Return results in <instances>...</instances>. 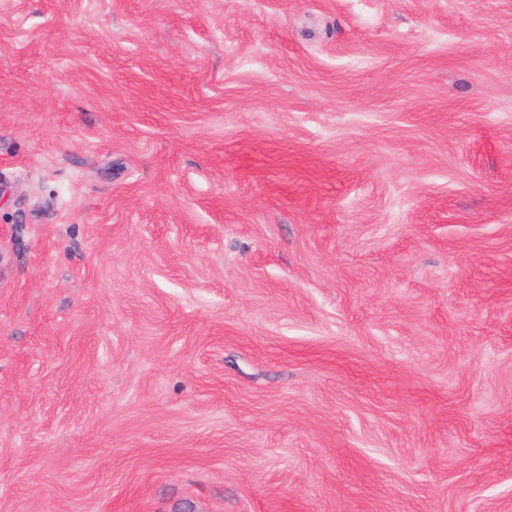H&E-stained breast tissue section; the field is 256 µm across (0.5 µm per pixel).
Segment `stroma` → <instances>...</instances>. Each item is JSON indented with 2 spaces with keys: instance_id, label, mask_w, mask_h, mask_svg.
Here are the masks:
<instances>
[{
  "instance_id": "obj_1",
  "label": "stroma",
  "mask_w": 512,
  "mask_h": 512,
  "mask_svg": "<svg viewBox=\"0 0 512 512\" xmlns=\"http://www.w3.org/2000/svg\"><path fill=\"white\" fill-rule=\"evenodd\" d=\"M0 512H512V0H0Z\"/></svg>"
}]
</instances>
